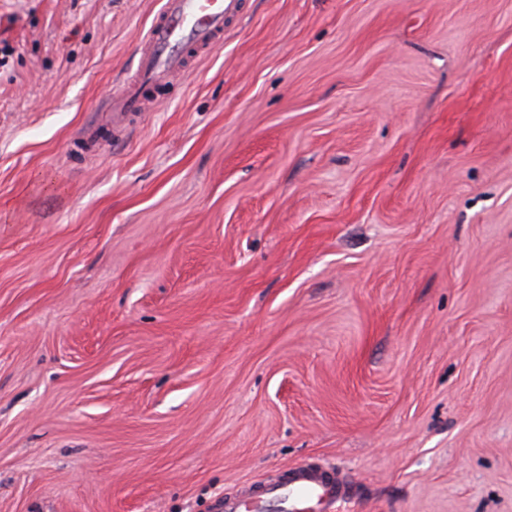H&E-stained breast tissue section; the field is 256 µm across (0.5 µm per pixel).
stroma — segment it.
<instances>
[{"mask_svg": "<svg viewBox=\"0 0 512 512\" xmlns=\"http://www.w3.org/2000/svg\"><path fill=\"white\" fill-rule=\"evenodd\" d=\"M160 0H0V512H512V0H247L76 135ZM284 494H288L294 512H303L312 500L318 509H334L336 502L344 498L343 489L332 473L301 465L289 469L288 483L278 490H264L262 495L251 493L246 498H224V511L261 512L272 498ZM263 495L272 496L266 499Z\"/></svg>", "mask_w": 512, "mask_h": 512, "instance_id": "35a3bbf8", "label": "stroma"}]
</instances>
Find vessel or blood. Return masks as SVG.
Instances as JSON below:
<instances>
[{
    "label": "vessel or blood",
    "mask_w": 512,
    "mask_h": 512,
    "mask_svg": "<svg viewBox=\"0 0 512 512\" xmlns=\"http://www.w3.org/2000/svg\"><path fill=\"white\" fill-rule=\"evenodd\" d=\"M244 7V0H162L134 57L133 68L104 103L105 123L123 129L137 121L150 95L189 72L190 52L203 54L222 45L225 29ZM102 124H87L79 135L81 142L97 145ZM282 491L293 512H304L310 502L321 512H331L344 497L332 473L304 465L289 469ZM266 506V497L258 494L224 500V512H263Z\"/></svg>",
    "instance_id": "obj_1"
}]
</instances>
